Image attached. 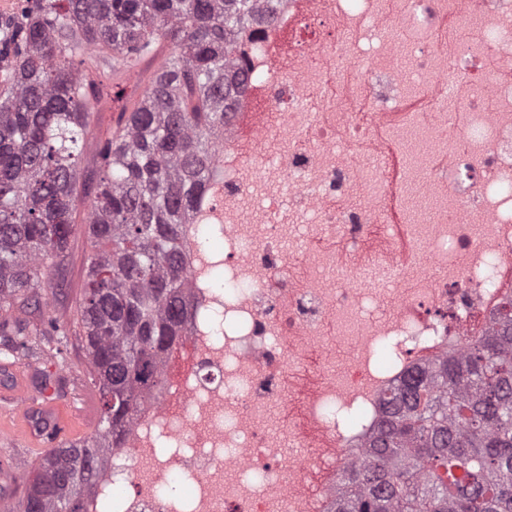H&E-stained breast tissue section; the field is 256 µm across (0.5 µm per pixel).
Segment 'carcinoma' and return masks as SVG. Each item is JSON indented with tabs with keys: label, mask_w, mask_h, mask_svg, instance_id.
<instances>
[{
	"label": "carcinoma",
	"mask_w": 512,
	"mask_h": 512,
	"mask_svg": "<svg viewBox=\"0 0 512 512\" xmlns=\"http://www.w3.org/2000/svg\"><path fill=\"white\" fill-rule=\"evenodd\" d=\"M0 45L13 55L0 88V334L48 304L45 258L64 260L87 194L78 147L111 98L110 73L164 62L99 144L88 205L92 241L78 303L92 383L94 435L51 448L5 512H83L143 401L166 383L194 288L183 227L198 223L224 149V114L243 74L233 53L266 0H38ZM336 487L334 512H512V306L455 358L411 373Z\"/></svg>",
	"instance_id": "obj_1"
}]
</instances>
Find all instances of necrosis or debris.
Returning <instances> with one entry per match:
<instances>
[{"mask_svg":"<svg viewBox=\"0 0 512 512\" xmlns=\"http://www.w3.org/2000/svg\"><path fill=\"white\" fill-rule=\"evenodd\" d=\"M390 30L415 33L407 70ZM239 60L218 191L185 227L179 382L85 512H329L384 395L512 300V0H279ZM381 128L402 152L399 224Z\"/></svg>","mask_w":512,"mask_h":512,"instance_id":"1","label":"necrosis or debris"}]
</instances>
